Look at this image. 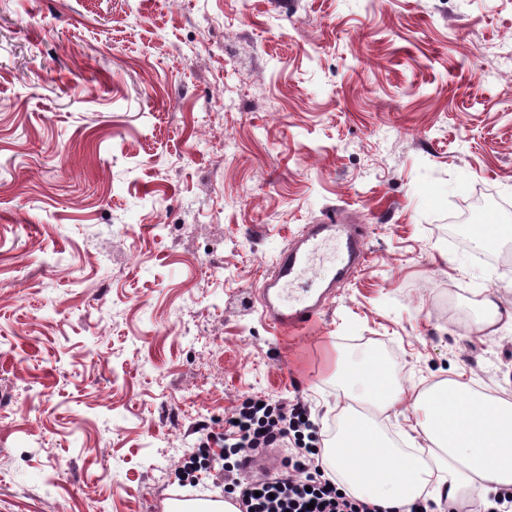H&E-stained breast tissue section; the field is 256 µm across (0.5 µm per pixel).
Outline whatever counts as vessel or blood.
I'll return each mask as SVG.
<instances>
[{"mask_svg": "<svg viewBox=\"0 0 512 512\" xmlns=\"http://www.w3.org/2000/svg\"><path fill=\"white\" fill-rule=\"evenodd\" d=\"M327 245L346 259L337 270V277H344L364 259V240L357 225L339 224L331 218L323 224L306 225L296 242L279 254L271 276L263 279L258 290L261 315L280 335L311 328L323 310L330 288L310 287L296 295L292 287L306 278L318 279L312 260Z\"/></svg>", "mask_w": 512, "mask_h": 512, "instance_id": "obj_1", "label": "vessel or blood"}]
</instances>
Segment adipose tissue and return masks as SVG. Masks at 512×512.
Instances as JSON below:
<instances>
[{"label":"adipose tissue","instance_id":"adipose-tissue-1","mask_svg":"<svg viewBox=\"0 0 512 512\" xmlns=\"http://www.w3.org/2000/svg\"><path fill=\"white\" fill-rule=\"evenodd\" d=\"M344 386L340 427L324 444L323 460L350 495L397 512L418 499H471L512 492V395L487 396L445 380L405 391L384 361L331 360ZM408 401L427 443L420 458L396 448L374 419Z\"/></svg>","mask_w":512,"mask_h":512}]
</instances>
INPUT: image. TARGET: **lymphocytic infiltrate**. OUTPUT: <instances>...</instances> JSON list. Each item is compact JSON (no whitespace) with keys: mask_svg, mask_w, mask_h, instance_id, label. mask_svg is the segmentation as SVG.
Segmentation results:
<instances>
[{"mask_svg":"<svg viewBox=\"0 0 512 512\" xmlns=\"http://www.w3.org/2000/svg\"><path fill=\"white\" fill-rule=\"evenodd\" d=\"M229 436L231 441L220 456L227 461L224 483L236 492L240 512H383L379 505L347 496L315 462L322 437L302 407L285 413L271 402L249 400ZM287 438L294 441L289 473L261 482L243 476L240 462L250 449L267 448Z\"/></svg>","mask_w":512,"mask_h":512,"instance_id":"1","label":"lymphocytic infiltrate"}]
</instances>
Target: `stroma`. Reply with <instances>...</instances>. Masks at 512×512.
Masks as SVG:
<instances>
[{
  "instance_id": "1",
  "label": "stroma",
  "mask_w": 512,
  "mask_h": 512,
  "mask_svg": "<svg viewBox=\"0 0 512 512\" xmlns=\"http://www.w3.org/2000/svg\"><path fill=\"white\" fill-rule=\"evenodd\" d=\"M331 216L367 259L275 335L260 283ZM484 224L512 225V0H0V512L223 495L184 452L249 397L332 437L337 354L512 394Z\"/></svg>"
}]
</instances>
